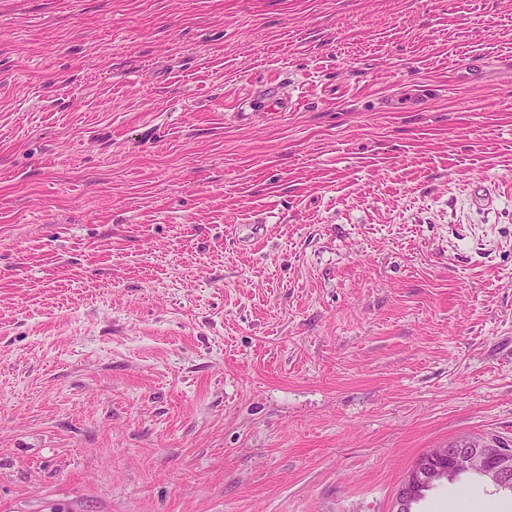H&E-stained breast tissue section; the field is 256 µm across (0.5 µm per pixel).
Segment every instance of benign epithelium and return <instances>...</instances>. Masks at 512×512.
I'll list each match as a JSON object with an SVG mask.
<instances>
[{
    "label": "benign epithelium",
    "mask_w": 512,
    "mask_h": 512,
    "mask_svg": "<svg viewBox=\"0 0 512 512\" xmlns=\"http://www.w3.org/2000/svg\"><path fill=\"white\" fill-rule=\"evenodd\" d=\"M450 473L478 476L497 491L512 492V448L484 440H462L431 449L399 489L394 512H412L413 504L427 486Z\"/></svg>",
    "instance_id": "benign-epithelium-1"
}]
</instances>
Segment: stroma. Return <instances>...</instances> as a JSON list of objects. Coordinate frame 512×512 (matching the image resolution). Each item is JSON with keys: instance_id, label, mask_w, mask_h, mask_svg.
I'll list each match as a JSON object with an SVG mask.
<instances>
[{"instance_id": "35a3bbf8", "label": "stroma", "mask_w": 512, "mask_h": 512, "mask_svg": "<svg viewBox=\"0 0 512 512\" xmlns=\"http://www.w3.org/2000/svg\"><path fill=\"white\" fill-rule=\"evenodd\" d=\"M491 437L512 0H0V512H392Z\"/></svg>"}]
</instances>
